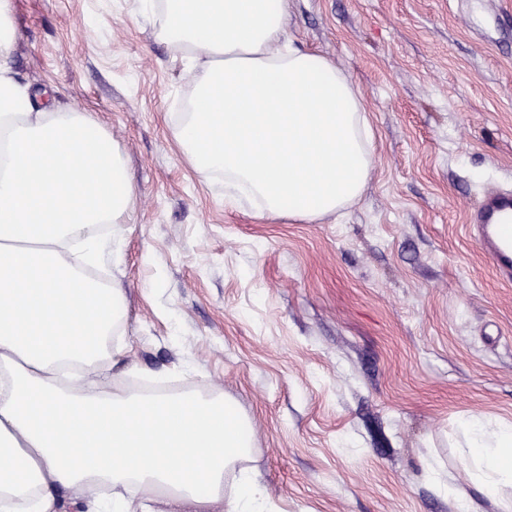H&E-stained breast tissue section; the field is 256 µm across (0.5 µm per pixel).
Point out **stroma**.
<instances>
[{"mask_svg":"<svg viewBox=\"0 0 512 512\" xmlns=\"http://www.w3.org/2000/svg\"><path fill=\"white\" fill-rule=\"evenodd\" d=\"M15 20L20 77L92 113L132 172L131 362L223 392L278 512H455L430 457L496 512L461 425L512 424V284L466 224L512 191V0H288L287 35L344 69L374 131L362 199L308 223L225 204L185 163L190 78L139 0H15ZM425 476L440 495L448 496L453 492L451 477H446L441 465L436 460H429L425 466Z\"/></svg>","mask_w":512,"mask_h":512,"instance_id":"35a3bbf8","label":"stroma"}]
</instances>
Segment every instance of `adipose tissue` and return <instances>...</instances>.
Masks as SVG:
<instances>
[{
    "label": "adipose tissue",
    "mask_w": 512,
    "mask_h": 512,
    "mask_svg": "<svg viewBox=\"0 0 512 512\" xmlns=\"http://www.w3.org/2000/svg\"><path fill=\"white\" fill-rule=\"evenodd\" d=\"M287 2L143 0V15L192 76L172 116L187 163L227 203L311 221L360 201L374 134L349 77L286 38ZM14 14L0 0V512H270L223 394L127 383L111 342L126 293L87 271L122 258L133 176L90 113L19 77ZM465 434L474 482L512 512V427Z\"/></svg>",
    "instance_id": "adipose-tissue-1"
}]
</instances>
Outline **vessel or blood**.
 <instances>
[{"label": "vessel or blood", "mask_w": 512, "mask_h": 512, "mask_svg": "<svg viewBox=\"0 0 512 512\" xmlns=\"http://www.w3.org/2000/svg\"><path fill=\"white\" fill-rule=\"evenodd\" d=\"M470 229L493 263L497 279L512 281V193L487 192L470 217Z\"/></svg>", "instance_id": "b4317fda"}]
</instances>
